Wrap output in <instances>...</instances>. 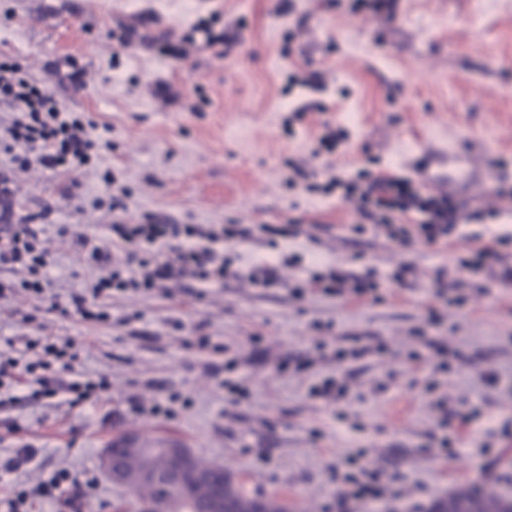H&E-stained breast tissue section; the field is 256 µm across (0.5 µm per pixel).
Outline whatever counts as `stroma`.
I'll return each instance as SVG.
<instances>
[{"instance_id": "35a3bbf8", "label": "stroma", "mask_w": 512, "mask_h": 512, "mask_svg": "<svg viewBox=\"0 0 512 512\" xmlns=\"http://www.w3.org/2000/svg\"><path fill=\"white\" fill-rule=\"evenodd\" d=\"M211 8L225 28L246 21L227 57L191 44L175 67L149 48L151 39L183 35ZM120 23L139 30L121 51L109 36ZM1 51L18 56L33 78L49 83L61 109L93 121L95 135L113 145L78 177L79 214L61 198L67 177L37 168L13 174L17 201L48 211L46 237L69 224L108 238L110 216L100 202L112 172L131 188L135 218L151 212L183 224L294 221L303 232L284 249L302 253L306 264L372 269L380 277L412 267L407 287L385 291L379 303L314 296L296 306L287 286L302 272L292 267L283 268L281 288L240 282L213 288L201 301L182 292L172 300L133 297L123 305L144 315L148 335L138 339L47 315L59 336L75 340L78 370L109 374L113 390L96 408L16 411V434L0 423V456L28 443L38 450L37 468L14 473V480L32 483L41 471L67 468L95 482L83 512H113L121 492L100 471L99 455L135 430L145 439L184 443L249 492L286 500L291 512H327L343 490L344 459L359 446L367 465L402 494L382 512L427 507L462 486L494 484L512 495V447L500 449L491 471L470 429H463L456 456L429 449L436 413L422 394V373L403 360L421 349L423 337L443 336L461 356L439 375V394L481 403L494 422L512 420V284L456 269L458 257L478 247L480 224L461 222L452 247L407 250L381 236L350 234L358 215L338 195L286 185L295 165L348 177L372 155L412 176L429 155L450 150L471 152L476 165L493 167L499 182L512 184V0H399L390 21L357 8L356 0H0ZM65 55L83 68V88L51 75L50 62ZM302 65L323 89L289 88V73ZM303 101L323 103L326 111L287 126ZM325 119L349 138L336 153L318 156L311 136ZM439 278L468 303L443 308L435 328L428 308L438 303ZM173 316L232 346L261 337L273 356L307 353L324 338L312 322L331 320L328 343L378 337L393 354L352 364L355 396L344 424L308 396L305 375L269 364L246 366L247 397L226 405L203 375L202 357L185 347L187 333L168 326ZM486 371L498 373L497 385L481 381ZM382 381L387 391H377ZM177 391L191 393L195 405L172 420L126 405L135 397L148 407Z\"/></svg>"}]
</instances>
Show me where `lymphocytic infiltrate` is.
Returning <instances> with one entry per match:
<instances>
[{"label": "lymphocytic infiltrate", "mask_w": 512, "mask_h": 512, "mask_svg": "<svg viewBox=\"0 0 512 512\" xmlns=\"http://www.w3.org/2000/svg\"><path fill=\"white\" fill-rule=\"evenodd\" d=\"M0 106L10 113L8 121L0 122V302L21 297L36 299L45 303L47 312L62 318L75 315L92 325L126 328L141 321L142 315L117 310L116 299L155 294L170 298L174 284L186 279L195 282V295L200 299L210 287L242 279L260 288H278L282 285L281 265L298 263V256L286 255L277 264L259 261L243 265L224 254L225 243L239 239L276 246L278 240L299 235L294 224H176L152 213L142 214L138 223H131V190L111 174L106 177L111 189L108 210L112 215L108 241L71 232L65 226L57 229L55 239L44 238L40 228L44 213L16 211L9 171L38 167L77 175L90 166L99 142L91 137L88 123L59 110L44 81L22 74L16 57L2 52ZM324 188L342 189L346 198L355 201L361 222L354 225V232L370 229L404 247L417 242L432 247L447 240L457 228L462 210L452 198L423 196L411 178L386 170L361 171L355 182L330 173ZM57 244L66 246L79 261L98 271L85 288L64 297L52 291L46 276ZM509 246L511 234H490L486 242L459 260L458 267L473 273H494L500 281L511 282L512 267L505 263V249ZM380 288L374 273L358 275L330 266L309 272L290 288L289 294L297 302L310 294L336 297L349 293L358 298H374ZM188 345L204 356L203 368L213 375L217 392L228 394L233 404L246 397L244 382L235 373L247 363V356L226 344L222 336L203 332L199 327L193 330ZM316 351L313 357L280 360L277 368L295 374L312 372L309 396L329 403L345 401L351 394L345 363L380 359L389 353L381 341L331 349L321 344ZM407 359L415 365L431 362L432 375L424 384V393L438 415L441 430L434 446L455 455L462 443L460 428L482 420L483 412L479 405L467 402L449 405L447 397L438 394L436 376L449 368L448 349L438 337H428L422 350L408 353ZM77 360L74 340L53 335L45 324L31 336H0V410L37 403L75 407L108 401L110 378L76 371ZM320 360L334 362V370L316 371ZM62 372L70 373L69 382L59 380ZM35 457L34 447L27 444L0 460V476L5 479L0 486V506L6 512H31L36 501L62 499L68 506H75V499L64 496L66 490L79 486L68 469L46 473L32 485L11 481V474L31 464ZM362 458L358 451L345 461V487L337 502L339 512H360L367 503L399 494L392 480L363 466Z\"/></svg>", "instance_id": "f902f5d3"}]
</instances>
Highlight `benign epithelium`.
Returning a JSON list of instances; mask_svg holds the SVG:
<instances>
[{
    "instance_id": "7a95c632",
    "label": "benign epithelium",
    "mask_w": 512,
    "mask_h": 512,
    "mask_svg": "<svg viewBox=\"0 0 512 512\" xmlns=\"http://www.w3.org/2000/svg\"><path fill=\"white\" fill-rule=\"evenodd\" d=\"M139 443L141 438L137 432L126 431L102 449L100 462L112 484L120 489L134 482L160 485L162 495L151 506V512H172L173 499L196 498L210 487V476L195 465L193 450L178 441L170 442L161 449L164 461L160 468L138 473L128 471L125 455ZM202 508L203 512H226L224 493L218 490L206 495Z\"/></svg>"
}]
</instances>
